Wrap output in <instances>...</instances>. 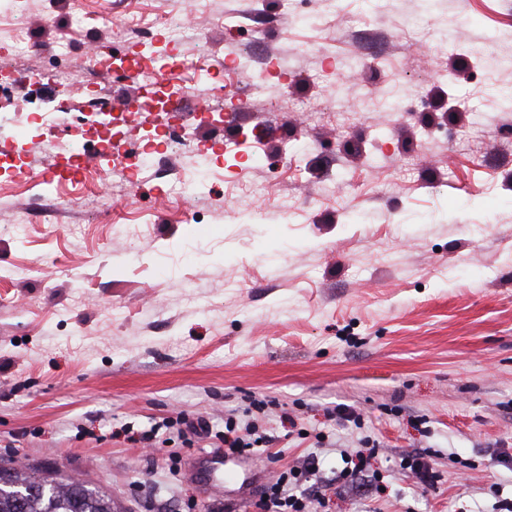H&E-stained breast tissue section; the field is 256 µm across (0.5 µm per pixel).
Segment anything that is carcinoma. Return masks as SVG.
Here are the masks:
<instances>
[{
    "mask_svg": "<svg viewBox=\"0 0 512 512\" xmlns=\"http://www.w3.org/2000/svg\"><path fill=\"white\" fill-rule=\"evenodd\" d=\"M0 512H121L112 494L61 470L0 467Z\"/></svg>",
    "mask_w": 512,
    "mask_h": 512,
    "instance_id": "obj_1",
    "label": "carcinoma"
}]
</instances>
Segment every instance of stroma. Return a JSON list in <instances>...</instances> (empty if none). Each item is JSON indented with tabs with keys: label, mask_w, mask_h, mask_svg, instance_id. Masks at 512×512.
<instances>
[{
	"label": "stroma",
	"mask_w": 512,
	"mask_h": 512,
	"mask_svg": "<svg viewBox=\"0 0 512 512\" xmlns=\"http://www.w3.org/2000/svg\"><path fill=\"white\" fill-rule=\"evenodd\" d=\"M240 7L85 0L77 21L71 0H28L19 20L0 0V55L18 25L34 46L19 58L28 71L70 44L64 89L0 82V126L60 91L74 104L66 125L33 133L24 164L0 168V466L62 470L124 512L229 499L252 512L240 486L212 498L171 472L170 456L214 440L161 422L220 431L268 397L259 422L281 457L244 461L253 485L311 454L330 475L369 437L384 490L333 495L329 512H493L512 497V0H310V21L252 0L257 59L292 84L285 95L271 78L254 101L239 82L208 85ZM120 19L146 43L186 25L176 54L198 85L184 108L209 171L200 193L171 197L185 162L164 154L130 194L93 151V175L57 176L65 161L49 142L78 129L88 83L101 105L138 102L126 148L156 115L138 84L99 67L119 50ZM442 37L466 67L433 52ZM327 56L335 77L314 80ZM415 88L430 111L389 109ZM252 150L268 166L244 164ZM338 404L361 427L328 419ZM150 429V443L129 441ZM422 448L440 476L425 491L399 471Z\"/></svg>",
	"instance_id": "obj_1"
}]
</instances>
